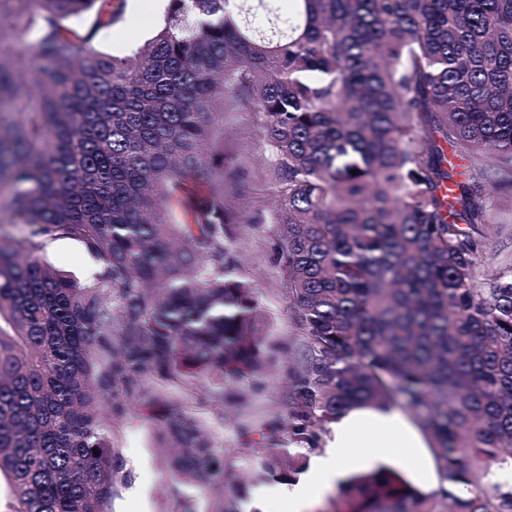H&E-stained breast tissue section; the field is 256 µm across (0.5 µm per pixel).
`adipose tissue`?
<instances>
[{
	"instance_id": "1",
	"label": "adipose tissue",
	"mask_w": 512,
	"mask_h": 512,
	"mask_svg": "<svg viewBox=\"0 0 512 512\" xmlns=\"http://www.w3.org/2000/svg\"><path fill=\"white\" fill-rule=\"evenodd\" d=\"M362 438L368 447L394 449L405 463L411 461L412 449L426 445L417 425L396 407L350 410L333 423L322 449L312 459V471L322 478L324 486H331L349 467L346 450Z\"/></svg>"
}]
</instances>
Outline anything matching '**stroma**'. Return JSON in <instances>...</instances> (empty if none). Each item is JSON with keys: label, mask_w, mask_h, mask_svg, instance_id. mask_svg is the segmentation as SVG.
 <instances>
[{"label": "stroma", "mask_w": 512, "mask_h": 512, "mask_svg": "<svg viewBox=\"0 0 512 512\" xmlns=\"http://www.w3.org/2000/svg\"><path fill=\"white\" fill-rule=\"evenodd\" d=\"M138 22L127 28L122 45L113 44L106 33L97 37L100 50L123 57L131 54L161 24L163 10L156 0H137ZM255 116L239 109L224 115V148L240 174L238 184L226 186L229 205L246 211L267 210L274 204L273 184L262 162L263 147L255 138ZM496 249L483 261L492 276L512 265V203L501 202L496 213ZM237 267L234 275L254 289L271 359L268 370L241 386L240 394L224 400L222 416L207 415L205 422L216 443L222 444L225 459L238 482L247 489L240 500L246 512L255 495L269 496L267 512H287L277 492L278 484L252 486V465L269 448L291 451L288 439V364L294 334L288 317L285 283L273 260L275 227L271 224H241L237 227ZM39 257L56 269L87 279L94 261L82 246L70 239L50 240ZM157 426L145 411L133 408L112 419V441L124 456L131 472L128 485L119 487L112 498V512H175L167 476L168 458L156 441Z\"/></svg>", "instance_id": "stroma-1"}]
</instances>
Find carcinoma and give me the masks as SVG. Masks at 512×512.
<instances>
[{"label":"carcinoma","instance_id":"carcinoma-1","mask_svg":"<svg viewBox=\"0 0 512 512\" xmlns=\"http://www.w3.org/2000/svg\"><path fill=\"white\" fill-rule=\"evenodd\" d=\"M224 2L169 0L115 57L96 36L125 0H0V192L27 226L0 239L10 512H111L130 471L104 414L137 402L179 512H240L200 414L264 366L254 290L233 277L246 223L276 227L288 439L400 405L434 459L431 492L388 464L350 476L345 512H512V486L488 481L512 465V269L479 282L487 200L512 196V0H238L235 22ZM240 108L279 198L264 213L224 193ZM59 238L91 281L38 259ZM304 460L270 448L254 478L289 483Z\"/></svg>","mask_w":512,"mask_h":512}]
</instances>
